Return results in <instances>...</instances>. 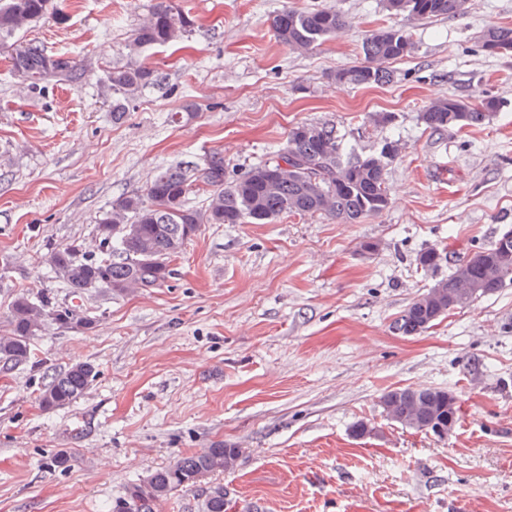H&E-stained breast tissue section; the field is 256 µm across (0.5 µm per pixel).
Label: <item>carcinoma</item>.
I'll list each match as a JSON object with an SVG mask.
<instances>
[{
  "instance_id": "cac0c4a2",
  "label": "carcinoma",
  "mask_w": 512,
  "mask_h": 512,
  "mask_svg": "<svg viewBox=\"0 0 512 512\" xmlns=\"http://www.w3.org/2000/svg\"><path fill=\"white\" fill-rule=\"evenodd\" d=\"M455 0H384L386 11L394 16L428 19L456 17ZM51 17L64 24L69 15L57 0H0V39L10 38ZM195 20L174 0H159L140 23L126 45L136 55L152 45L175 43L189 34ZM345 25L343 15L333 9L297 10L284 8L270 19L278 41L292 51L307 53L332 38ZM495 42L502 54L512 53V26H497L484 32L481 48ZM410 35L400 27H380L366 38V62L336 71L339 83L357 86L388 84L391 61L410 55ZM12 75H25L24 88L41 93L46 84L73 82L94 75L92 64L78 65L65 56H52L38 42H27L10 58ZM103 82L112 90L114 112L120 119L137 101L142 90L155 84L154 72L145 65L117 66L104 74ZM488 95L477 100L448 97L428 104L420 113L426 129L441 133L449 128L479 126L499 109ZM307 124L295 125L277 154L251 165L240 174L227 171L224 159L211 156L200 170L199 182L207 193L205 205L188 204L191 183L180 167L160 169L144 192L124 194L97 220L95 240L98 253L83 250L79 244L53 247L43 255L42 264L62 287L76 297L93 293L124 295L138 288H158L172 274L170 262L204 224H272L283 216L319 214L344 224H359L390 204L386 186L387 165L392 157L379 150L365 157H342L330 129L315 126L318 136L304 133ZM288 171L275 177L280 162ZM488 251L499 254V266L484 267L467 258L437 283L441 292L421 303L412 301L394 324L404 336L425 332L449 312L448 294L478 289L498 291L512 281V230L503 233ZM447 259L444 251L429 248L417 256V265L436 271ZM89 327L92 313L65 305H55L43 295H21L15 299L6 329L0 332V362L17 366L30 358L31 340L47 324ZM97 376L90 362H76L66 371L54 374L42 387L46 408H60L76 402ZM457 396L445 388H399L380 400L386 417L404 427L437 435L436 427L458 423ZM242 454L231 444H218L174 464L156 469L133 484L124 501L138 502L137 512H159L171 494L188 488L216 471L233 469ZM224 487L210 489L205 512H224Z\"/></svg>"
}]
</instances>
